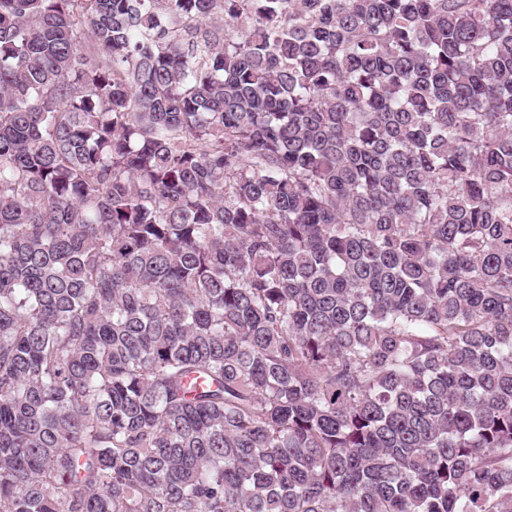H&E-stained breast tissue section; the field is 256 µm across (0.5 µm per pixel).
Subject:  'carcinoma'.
<instances>
[{
    "label": "carcinoma",
    "mask_w": 512,
    "mask_h": 512,
    "mask_svg": "<svg viewBox=\"0 0 512 512\" xmlns=\"http://www.w3.org/2000/svg\"><path fill=\"white\" fill-rule=\"evenodd\" d=\"M0 512H512V0H0Z\"/></svg>",
    "instance_id": "obj_1"
}]
</instances>
